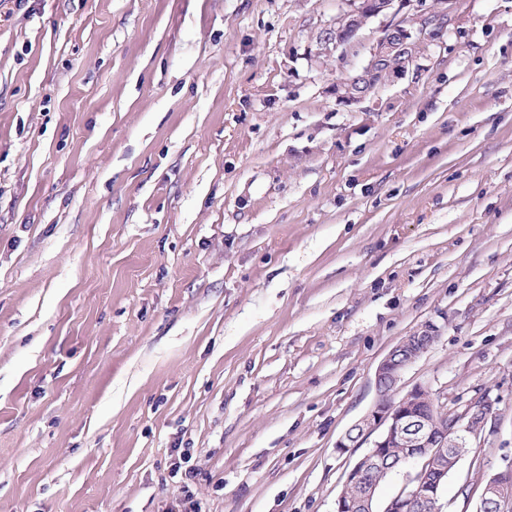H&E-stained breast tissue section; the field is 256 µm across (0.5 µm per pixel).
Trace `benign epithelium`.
<instances>
[{
  "label": "benign epithelium",
  "mask_w": 512,
  "mask_h": 512,
  "mask_svg": "<svg viewBox=\"0 0 512 512\" xmlns=\"http://www.w3.org/2000/svg\"><path fill=\"white\" fill-rule=\"evenodd\" d=\"M433 9L414 13L403 12L405 0H353L351 9L339 14L323 30L316 43L313 58H329L338 53L340 64H348L357 44V34L366 22L379 15L391 14L390 20L380 29L367 63L352 72L346 80L333 84L329 93L341 104H356L365 99L385 80L404 76L420 53L428 33L437 34L448 26L456 0H433ZM438 340V330L432 324L419 327L404 337L382 359L375 371V387H386V397H378L374 407L337 442L336 449L346 452L356 448L368 436L376 438L372 446L346 473L344 483L359 482L373 470H401L412 464L406 472V483H414L411 490L400 491L391 498L388 506L406 502L415 503L422 512H441L435 494L425 487L439 485L448 478L445 459L455 448L471 445L481 437L493 416V404L488 398H477L466 405L446 431L437 430L436 422L429 418L421 404L430 399L427 387L417 385L399 401L391 400L405 370L423 356ZM400 443L407 448L404 457L388 461L384 449ZM507 475L501 471L493 475L481 495L476 512H499L502 503L509 500L507 485L499 478ZM375 487L362 485L360 496L350 502L344 494L336 498L335 512H373Z\"/></svg>",
  "instance_id": "7a95c632"
}]
</instances>
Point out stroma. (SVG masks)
I'll list each match as a JSON object with an SVG mask.
<instances>
[{
  "label": "stroma",
  "instance_id": "obj_1",
  "mask_svg": "<svg viewBox=\"0 0 512 512\" xmlns=\"http://www.w3.org/2000/svg\"><path fill=\"white\" fill-rule=\"evenodd\" d=\"M348 0H0V512H335L375 370L512 466V0L358 104ZM189 463L191 480L172 473Z\"/></svg>",
  "mask_w": 512,
  "mask_h": 512
}]
</instances>
